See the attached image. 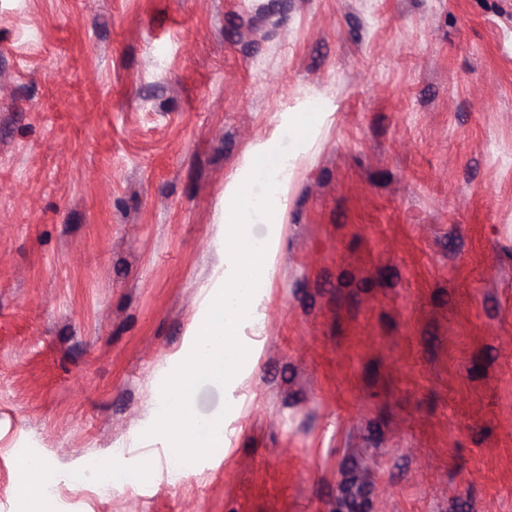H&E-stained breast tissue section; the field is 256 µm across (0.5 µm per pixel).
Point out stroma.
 I'll return each instance as SVG.
<instances>
[{
	"label": "stroma",
	"instance_id": "obj_1",
	"mask_svg": "<svg viewBox=\"0 0 512 512\" xmlns=\"http://www.w3.org/2000/svg\"><path fill=\"white\" fill-rule=\"evenodd\" d=\"M307 99L239 413L172 482L225 179ZM23 458L42 512H512V0H0V512ZM123 464L119 459H110L108 470L112 474L115 470H123ZM138 476L129 472H122L112 474V477L104 480L98 487V494L102 497H108L112 495V490L119 486H128L136 483ZM19 471L25 480L21 487V495L27 502H35L43 493L44 474L31 460L25 459L19 463Z\"/></svg>",
	"mask_w": 512,
	"mask_h": 512
}]
</instances>
